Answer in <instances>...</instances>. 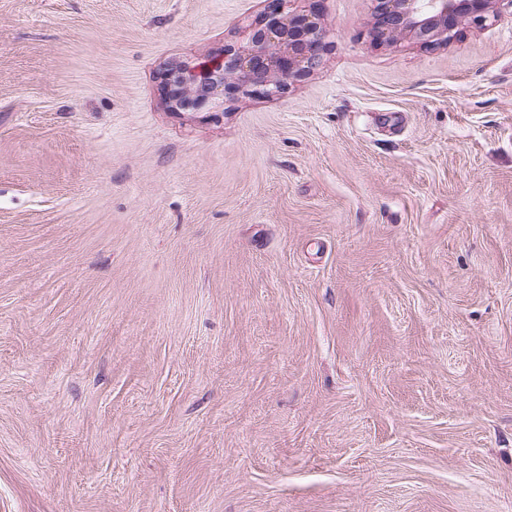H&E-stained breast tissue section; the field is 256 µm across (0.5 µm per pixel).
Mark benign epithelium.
Segmentation results:
<instances>
[{
	"instance_id": "benign-epithelium-1",
	"label": "benign epithelium",
	"mask_w": 512,
	"mask_h": 512,
	"mask_svg": "<svg viewBox=\"0 0 512 512\" xmlns=\"http://www.w3.org/2000/svg\"><path fill=\"white\" fill-rule=\"evenodd\" d=\"M266 9L240 44L193 66L167 63L159 73L164 100L176 112H198L238 94L284 93L319 64L325 31L319 11L284 9L286 0H264ZM368 34L375 46L403 40L425 48L446 46L465 24L481 26L504 13L512 0H374Z\"/></svg>"
}]
</instances>
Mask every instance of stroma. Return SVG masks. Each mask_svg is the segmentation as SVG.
I'll use <instances>...</instances> for the list:
<instances>
[{
	"mask_svg": "<svg viewBox=\"0 0 512 512\" xmlns=\"http://www.w3.org/2000/svg\"><path fill=\"white\" fill-rule=\"evenodd\" d=\"M315 6L178 113L263 0H0V512H512V17ZM264 2L263 16L242 43L193 66L172 61L163 67L159 79L171 111L210 110L240 93L282 94L319 64L326 45L319 11H285L291 0ZM368 34L375 46L403 40L425 48L448 45L465 24L484 25L509 12L512 0H374Z\"/></svg>",
	"mask_w": 512,
	"mask_h": 512,
	"instance_id": "obj_1",
	"label": "stroma"
}]
</instances>
